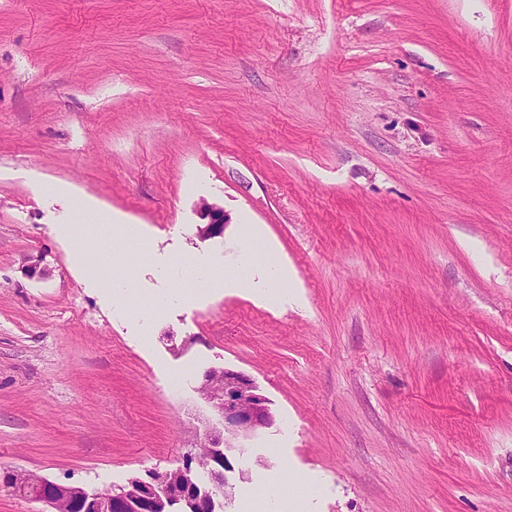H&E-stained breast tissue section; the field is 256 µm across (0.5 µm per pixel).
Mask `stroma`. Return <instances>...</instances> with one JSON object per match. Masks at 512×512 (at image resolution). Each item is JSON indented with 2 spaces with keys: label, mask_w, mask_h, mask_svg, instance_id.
Here are the masks:
<instances>
[{
  "label": "stroma",
  "mask_w": 512,
  "mask_h": 512,
  "mask_svg": "<svg viewBox=\"0 0 512 512\" xmlns=\"http://www.w3.org/2000/svg\"><path fill=\"white\" fill-rule=\"evenodd\" d=\"M212 367L223 512H512V0H0V470L172 468ZM199 215L204 223L197 224V234L201 238L220 236L226 224L224 210L216 204L203 201L199 206Z\"/></svg>",
  "instance_id": "35a3bbf8"
}]
</instances>
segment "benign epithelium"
I'll return each instance as SVG.
<instances>
[{
  "label": "benign epithelium",
  "instance_id": "7a95c632",
  "mask_svg": "<svg viewBox=\"0 0 512 512\" xmlns=\"http://www.w3.org/2000/svg\"><path fill=\"white\" fill-rule=\"evenodd\" d=\"M201 238L220 236L226 224L224 209L207 201L199 206ZM197 392L209 405L213 420L192 434L191 448L179 466L147 470L106 495L82 484L51 480L27 470H3L0 485L14 495L43 506L41 512H215L214 493L228 484L234 470L230 453L238 443L255 438L274 424L267 397L241 371L212 368ZM209 471L212 488L200 486L197 470Z\"/></svg>",
  "mask_w": 512,
  "mask_h": 512
}]
</instances>
